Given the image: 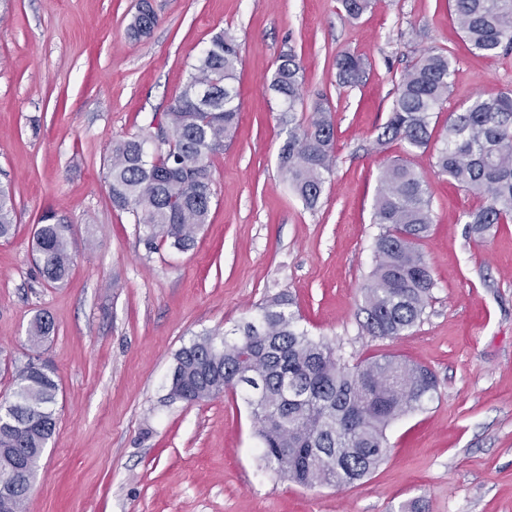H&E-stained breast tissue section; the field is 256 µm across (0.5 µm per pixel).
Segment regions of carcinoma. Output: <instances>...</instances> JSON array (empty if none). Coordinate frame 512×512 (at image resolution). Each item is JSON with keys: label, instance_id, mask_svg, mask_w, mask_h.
Wrapping results in <instances>:
<instances>
[{"label": "carcinoma", "instance_id": "cac0c4a2", "mask_svg": "<svg viewBox=\"0 0 512 512\" xmlns=\"http://www.w3.org/2000/svg\"><path fill=\"white\" fill-rule=\"evenodd\" d=\"M374 5L375 0H342L352 18ZM450 9L474 52L492 57L512 48V0H451ZM156 23L150 0H139L131 35L146 37ZM240 60L236 40L217 34L167 112L140 133L112 140L107 157L112 204L143 226L150 247L161 238L187 251L208 223L210 157L224 150L238 124L240 101L233 81ZM335 65L341 83H359L360 57L341 52ZM452 76L447 54H424L399 82L378 143L399 140L412 149H433L435 174L487 198V205L465 214L471 233L480 236L512 223V92L476 97L448 114L437 135L434 119L448 100ZM302 82L296 56L281 55L270 90L283 111H297ZM152 137L160 143L155 154L144 148ZM334 144L330 108L321 102L307 123L288 130L282 169L308 208L318 204L325 175L335 164ZM16 217L13 191L0 185V238L11 234ZM373 223L380 232L360 327L370 336L396 338L421 320L434 288L432 271L418 249L432 224L426 176L399 159L385 164ZM69 232L52 211L37 225L34 249L40 274L50 283L69 276ZM292 305L287 294H279L234 338L219 340L206 333L183 345L175 354L170 389L186 402L241 389L248 396L264 468L307 487L351 485L386 459L388 426L433 399L437 379L430 370L394 356L341 362L331 344L299 324ZM54 330L49 316H37L29 329L31 345L41 346ZM58 389L54 371L31 360L17 376L12 399L0 403L10 413L0 419V461L24 462L17 478L0 480L13 512H22L54 433L52 405Z\"/></svg>", "mask_w": 512, "mask_h": 512}]
</instances>
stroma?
I'll use <instances>...</instances> for the list:
<instances>
[{
  "mask_svg": "<svg viewBox=\"0 0 512 512\" xmlns=\"http://www.w3.org/2000/svg\"><path fill=\"white\" fill-rule=\"evenodd\" d=\"M136 4L0 0V185L17 211L14 235L0 239V401L32 359L59 383L25 512H512V223L470 236L464 215L486 198L435 175L431 152L376 142L425 53L452 62L449 113L512 91V49L474 53L448 0H376L357 19L340 0H152L158 23L138 41L127 35ZM222 31L241 47V114L211 159L209 220L188 251L147 245L112 205L108 149L166 111ZM289 50L304 73L296 123L321 101L336 130V163L312 210L281 168L288 123L267 89ZM344 51L366 63L354 87L337 77ZM394 159L427 177L433 224L419 249L435 286L421 322L381 338L359 322L379 175ZM49 209L70 226L62 284L40 277L32 251ZM280 292L345 361L396 355L437 378L434 399L390 425V454L362 482L310 488L262 468L241 395L167 397L184 344L231 333ZM40 313L55 334L36 349L28 330Z\"/></svg>",
  "mask_w": 512,
  "mask_h": 512,
  "instance_id": "stroma-1",
  "label": "stroma"
}]
</instances>
